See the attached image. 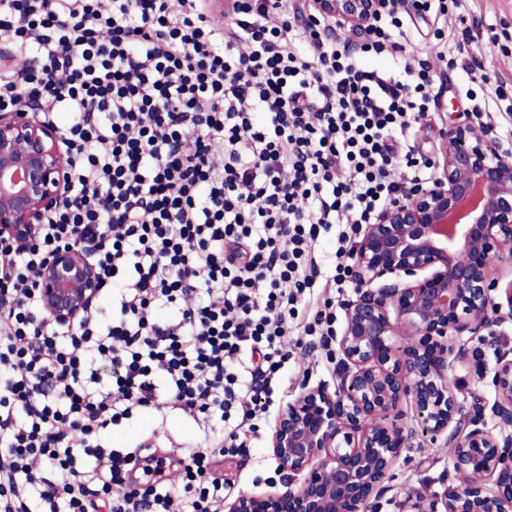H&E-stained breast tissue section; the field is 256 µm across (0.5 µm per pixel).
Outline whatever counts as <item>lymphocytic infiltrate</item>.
Segmentation results:
<instances>
[{
	"mask_svg": "<svg viewBox=\"0 0 512 512\" xmlns=\"http://www.w3.org/2000/svg\"><path fill=\"white\" fill-rule=\"evenodd\" d=\"M403 24L385 13L350 46L294 27L288 0H0V48L33 59L0 73V111L43 101L74 156L70 203L28 245L0 239V512H219L211 459L266 422L289 328L332 335L333 299L312 312L311 295L346 288L356 225L401 188L391 171L431 168L396 148L434 85ZM79 241L112 313L44 329L28 282ZM167 402L201 444L181 490L131 487L140 453L107 432Z\"/></svg>",
	"mask_w": 512,
	"mask_h": 512,
	"instance_id": "lymphocytic-infiltrate-1",
	"label": "lymphocytic infiltrate"
}]
</instances>
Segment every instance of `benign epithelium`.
Wrapping results in <instances>:
<instances>
[{
	"mask_svg": "<svg viewBox=\"0 0 512 512\" xmlns=\"http://www.w3.org/2000/svg\"><path fill=\"white\" fill-rule=\"evenodd\" d=\"M390 0H310L327 28L362 32ZM428 185L407 187L365 224L336 337L344 370L333 389L300 385L269 438L288 476L267 494L240 493L226 512H369L404 446L399 407L411 400L423 431L453 448L455 481L429 507L409 497L401 512H512V434L498 436L463 412L452 384L450 336L512 320V149L493 151L469 121L441 134ZM59 127L37 109L0 115V237L19 243L67 198L70 155ZM45 320L71 328L101 295L89 250L65 247L35 283ZM492 414L512 425V350L493 367Z\"/></svg>",
	"mask_w": 512,
	"mask_h": 512,
	"instance_id": "1",
	"label": "benign epithelium"
}]
</instances>
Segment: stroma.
<instances>
[{
  "mask_svg": "<svg viewBox=\"0 0 512 512\" xmlns=\"http://www.w3.org/2000/svg\"><path fill=\"white\" fill-rule=\"evenodd\" d=\"M444 14L417 21V38L425 44L427 62L440 92L414 142L419 153L435 156L441 146V131L456 121L474 118L479 112L495 113L486 131L491 149L512 148V0H444ZM492 54H482L483 46ZM480 66L488 82H470L467 68ZM292 358L284 376L287 393L302 383L335 387L341 361L327 358L316 338L290 330ZM452 381L466 413L494 398L492 368L501 350L512 349V321L494 325L475 335L454 338ZM403 424L408 440L385 481V491L373 500L371 512H399L410 496L431 498L454 479L452 449L445 439L430 442L423 434L411 404H404ZM270 426L261 427L246 454L214 457L216 476L230 480L225 499L239 493L272 492L284 480L272 459L268 439ZM196 427L180 410L167 409L164 417L144 414L129 425L112 429L111 447L127 448L146 436H156L162 446L182 448L194 437Z\"/></svg>",
  "mask_w": 512,
  "mask_h": 512,
  "instance_id": "obj_1",
  "label": "stroma"
}]
</instances>
